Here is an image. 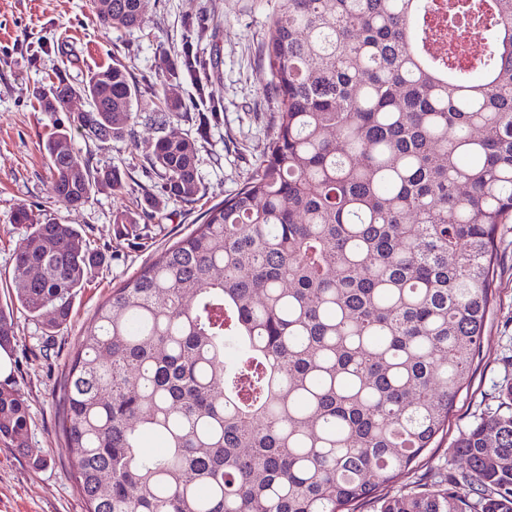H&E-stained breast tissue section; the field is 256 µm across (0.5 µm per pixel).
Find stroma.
I'll use <instances>...</instances> for the list:
<instances>
[{"instance_id": "1", "label": "stroma", "mask_w": 512, "mask_h": 512, "mask_svg": "<svg viewBox=\"0 0 512 512\" xmlns=\"http://www.w3.org/2000/svg\"><path fill=\"white\" fill-rule=\"evenodd\" d=\"M279 3L143 0L145 26L123 29L100 26L93 0H0V308L13 314L10 353L15 368L10 379L30 408L29 445L48 458L38 466L19 449L0 444V512H86L55 424L68 362L113 288L159 249L188 234L207 208L237 192L261 165L279 106L261 45ZM187 42L211 62L205 93L197 94L194 79L184 75L178 86L183 107L166 126L143 111L125 139L100 144L76 136L92 165L118 169L127 188L120 193L101 189L78 210L57 202L49 190L53 173L44 151L54 117L35 107L33 89L58 77L80 83L90 69L115 59L142 82L154 75L163 54L181 50ZM213 104L221 107L218 119L204 122L202 112ZM163 132L195 141L201 193L196 202L169 201L149 213L141 189L152 179L143 155ZM22 204L80 226L91 248L107 255L74 300L66 327L48 341L41 324L12 301L13 253L24 238L12 214ZM120 213L148 225L142 247L130 248L116 236L113 218ZM497 251L495 301L470 384L448 417L447 436L424 454L417 468L395 478L391 492H408L432 474L445 472L457 477V495L473 494L472 485L460 479L467 463L453 442L475 418L496 408L501 385L512 382V223L500 225Z\"/></svg>"}]
</instances>
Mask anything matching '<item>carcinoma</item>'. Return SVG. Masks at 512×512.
Listing matches in <instances>:
<instances>
[{"mask_svg":"<svg viewBox=\"0 0 512 512\" xmlns=\"http://www.w3.org/2000/svg\"><path fill=\"white\" fill-rule=\"evenodd\" d=\"M477 25L471 67L428 51L433 0H281L264 55L278 92L264 163L202 223L112 290L61 385L58 426L87 512H512V383L456 439L476 486L440 480L391 495L448 426L493 297L496 236L512 222V0H457ZM105 27L142 28V0H112ZM191 45L150 88L119 60L35 92L57 119L50 191L69 209L124 175L74 144L126 138L142 108L166 121ZM195 141L163 134L144 162L158 209L201 192ZM14 302L69 321L105 262L75 224L19 206ZM128 246L139 224L115 218ZM37 270L38 276L30 274ZM30 409L0 383V442L28 447ZM160 441L145 454L142 440ZM497 442L489 453V439Z\"/></svg>","mask_w":512,"mask_h":512,"instance_id":"cac0c4a2","label":"carcinoma"}]
</instances>
